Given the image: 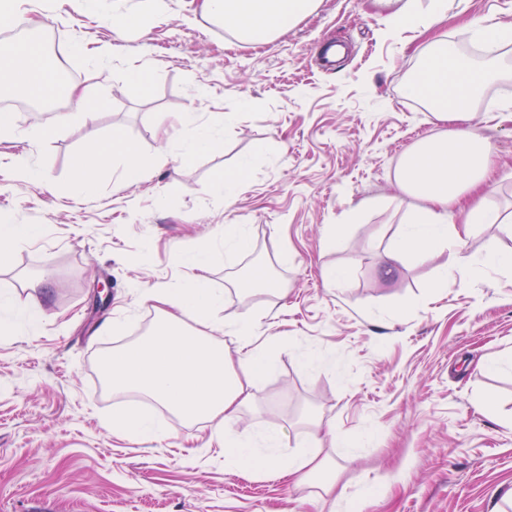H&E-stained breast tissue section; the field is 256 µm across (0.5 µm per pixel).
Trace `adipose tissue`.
Returning a JSON list of instances; mask_svg holds the SVG:
<instances>
[{
	"label": "adipose tissue",
	"instance_id": "adipose-tissue-1",
	"mask_svg": "<svg viewBox=\"0 0 512 512\" xmlns=\"http://www.w3.org/2000/svg\"><path fill=\"white\" fill-rule=\"evenodd\" d=\"M375 4L399 25L422 20L435 29L448 16V0H429L424 8L419 0H375ZM314 6L315 0H201V9L211 21L250 43L269 42ZM0 62L13 83L30 92H44L46 70L29 42L0 45ZM500 78L493 60L465 55L453 42L438 37L419 79L406 85L408 96H422L428 89L442 97L435 117L445 129L415 143L402 157L397 182L401 192L417 204L388 254L384 276L395 275L410 253L445 252L451 261L469 269L512 268L511 254L491 249L475 256L462 251L463 239L474 225L503 221L488 203L493 145L480 134L471 110L481 91ZM181 125L187 135L166 148L165 158L218 147L214 131L198 126L193 113H183ZM121 148L117 139L108 146L90 140L76 162L77 189L94 192L113 152ZM458 212L464 215L460 225L453 220ZM212 257L209 247L181 250L176 258L188 269V276L176 287L146 290L157 321L146 336L113 351L106 366L113 394L143 396L184 422L208 424L212 440L224 450L225 464L240 467L258 459L280 478L297 482L324 472L326 462L316 451L302 449L285 456L278 438L243 435L235 429L239 412L251 401L252 387L273 371L274 360L268 350L250 345L258 314L227 325L217 319L223 298L209 287L205 276ZM189 316L194 317L195 326L186 324ZM111 427L113 433L135 438H159L172 432L166 420L136 405L114 415Z\"/></svg>",
	"mask_w": 512,
	"mask_h": 512
}]
</instances>
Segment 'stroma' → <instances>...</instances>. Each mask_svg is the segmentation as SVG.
<instances>
[{
  "label": "stroma",
  "mask_w": 512,
  "mask_h": 512,
  "mask_svg": "<svg viewBox=\"0 0 512 512\" xmlns=\"http://www.w3.org/2000/svg\"><path fill=\"white\" fill-rule=\"evenodd\" d=\"M113 5L27 4L72 82L91 88L93 117L61 124L65 99L30 100L0 139V155L29 152L45 174L21 181L0 170V225L43 227L0 269V293L26 301L29 277L49 280L37 332H0V512H494L512 490V368L500 363L512 349V274H468L443 252L407 255L394 277L382 275L414 203L397 184L402 154L439 131L427 99L404 91L430 33L393 26L374 0H318L286 33L252 45L202 17L200 0H122L149 23L126 32L124 55L99 64L87 50L112 39ZM487 16L512 23V0H453L440 31L467 50L477 44L470 20ZM329 43L345 53L327 65ZM493 55L504 76L472 109L494 146L489 203L507 214L512 112L501 106L512 103V43ZM184 112L218 127L220 146L157 165L163 142L183 136ZM34 127L48 136L31 142ZM92 136L120 138L147 179L123 184L118 154L94 195L76 194V159ZM236 175V196L212 192ZM227 224L246 225L250 244L229 260L216 254L206 273L224 295L219 316L267 311L254 343L276 359L235 427L279 434L287 452L319 451L332 493L314 477L291 485L256 462L226 465L203 424L172 419L159 440L106 424L120 403L100 363L134 332L99 327L151 316L143 289L175 287L186 276L176 252L209 244ZM339 224L343 236L329 244ZM325 266L350 276L325 284ZM443 268L448 284L429 297ZM268 271L277 291L238 290L244 275ZM303 351L317 357L312 368Z\"/></svg>",
  "instance_id": "35a3bbf8"
}]
</instances>
